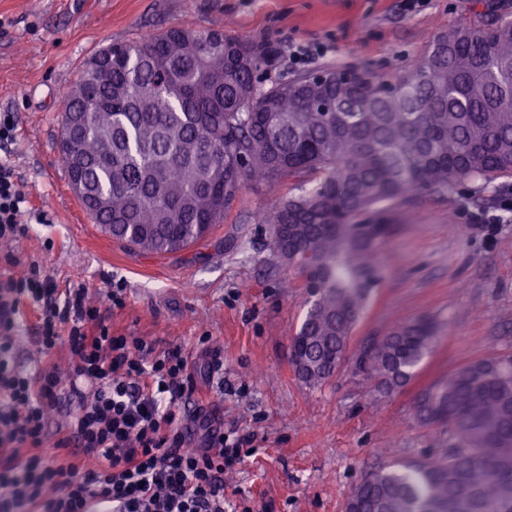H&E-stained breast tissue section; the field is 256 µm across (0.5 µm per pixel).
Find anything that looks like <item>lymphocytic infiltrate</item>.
<instances>
[{"label": "lymphocytic infiltrate", "mask_w": 512, "mask_h": 512, "mask_svg": "<svg viewBox=\"0 0 512 512\" xmlns=\"http://www.w3.org/2000/svg\"><path fill=\"white\" fill-rule=\"evenodd\" d=\"M28 197L0 162V242L27 237ZM81 284L59 292L40 267L0 278V512H224V474L248 436L213 429L181 347L157 349L113 328ZM37 314L44 352L67 347L80 386L68 424L49 432L63 381L53 368L29 376L14 364L23 307ZM195 396L201 447L188 445L180 404ZM55 456L46 454V447Z\"/></svg>", "instance_id": "obj_1"}]
</instances>
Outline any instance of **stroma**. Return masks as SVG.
I'll list each match as a JSON object with an SVG mask.
<instances>
[{"label":"stroma","mask_w":512,"mask_h":512,"mask_svg":"<svg viewBox=\"0 0 512 512\" xmlns=\"http://www.w3.org/2000/svg\"><path fill=\"white\" fill-rule=\"evenodd\" d=\"M492 13L512 16V0H424L412 10L402 0H0V111L16 114L15 138L0 147V160L19 173L31 208L28 237L0 244V272L35 262L58 288L88 284L102 304L109 282H124L114 324L162 348L181 346L216 420L250 438L224 475V497L237 512H344L365 474L447 450V433L420 425L413 403L466 363L512 354V212L500 208L512 198V178L393 213L396 230L380 248L384 277L349 348L400 322L437 319L442 333L411 382L381 397L348 361L311 388L289 361L305 311L303 278L269 250L261 222L276 197L299 193L301 181L245 186L208 241L142 255L94 224L68 184L57 142L65 92L103 46L174 27H221L273 46L277 56L262 75L268 86L305 69L405 66L439 33ZM298 46L316 52L307 66L292 60ZM8 253L20 265H7ZM17 322L20 370L53 365L73 374L66 348L41 353L31 310ZM205 334L208 355L196 346ZM213 359L223 362V376H210Z\"/></svg>","instance_id":"1"}]
</instances>
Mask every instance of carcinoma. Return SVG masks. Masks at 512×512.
Masks as SVG:
<instances>
[{
	"label": "carcinoma",
	"instance_id": "carcinoma-1",
	"mask_svg": "<svg viewBox=\"0 0 512 512\" xmlns=\"http://www.w3.org/2000/svg\"><path fill=\"white\" fill-rule=\"evenodd\" d=\"M262 45L221 28L175 27L113 43L64 95L61 162L112 239L148 255L196 245L246 183L307 178L264 223L269 248L305 276L302 343L309 387L331 378L383 278L392 211L424 197L512 177V18L460 25L409 69H325L257 87ZM288 232L283 242L280 230ZM436 320L395 325L355 354L378 393L413 378ZM511 358L463 365L414 401L415 419L448 432V451L367 474L345 512H512Z\"/></svg>",
	"mask_w": 512,
	"mask_h": 512
}]
</instances>
